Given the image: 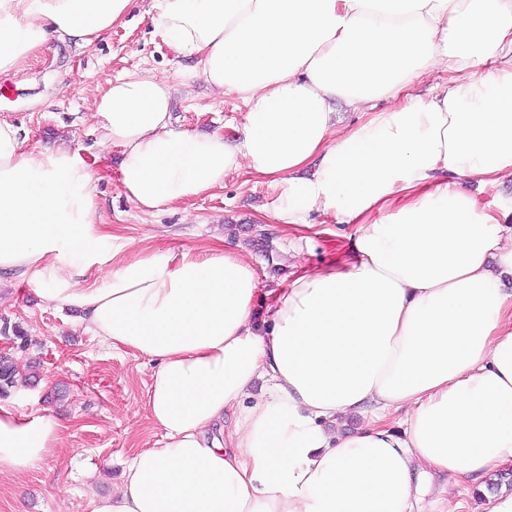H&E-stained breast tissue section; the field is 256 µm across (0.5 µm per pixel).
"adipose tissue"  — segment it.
Returning a JSON list of instances; mask_svg holds the SVG:
<instances>
[{"label": "adipose tissue", "instance_id": "adipose-tissue-1", "mask_svg": "<svg viewBox=\"0 0 512 512\" xmlns=\"http://www.w3.org/2000/svg\"><path fill=\"white\" fill-rule=\"evenodd\" d=\"M130 5L0 0V72L53 34L92 43ZM151 22L249 110L232 136L175 132L166 80L107 81L93 112L126 197L148 212L242 171L285 185L281 224L319 212L354 231L344 257L267 290L217 246L121 260L81 288L107 261L93 172L23 150L0 120V270L50 272L57 308L158 364L163 443L91 512H448L435 478L512 464V216L468 190L512 177V0H153ZM435 71L430 97L406 98ZM339 101L362 122L341 126ZM63 430L0 405V475Z\"/></svg>", "mask_w": 512, "mask_h": 512}]
</instances>
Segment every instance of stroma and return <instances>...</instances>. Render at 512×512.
<instances>
[{"mask_svg":"<svg viewBox=\"0 0 512 512\" xmlns=\"http://www.w3.org/2000/svg\"><path fill=\"white\" fill-rule=\"evenodd\" d=\"M152 0H132L122 24L79 47L51 40L22 69L0 73V119L20 129L23 149L60 145L94 173L91 194L107 234V248L123 256L202 249L225 238L243 248L268 288L295 267L317 269L336 254L351 225L311 213L310 228L282 232L273 209L285 188L233 173L224 186L192 200L145 212L119 183L120 151L103 148L92 103L107 80L143 70L167 78L174 130L231 134L242 128L247 103L212 89L156 34ZM48 279L0 272V353L18 366L38 363L36 378L4 402L19 413L50 410L65 424L58 448L22 474L0 478V512H90L93 496L121 480L123 463L137 449L157 448L162 431L148 418L146 396L155 362L117 350L94 336L78 315L47 298ZM20 327L24 339L5 337Z\"/></svg>","mask_w":512,"mask_h":512,"instance_id":"1","label":"stroma"}]
</instances>
